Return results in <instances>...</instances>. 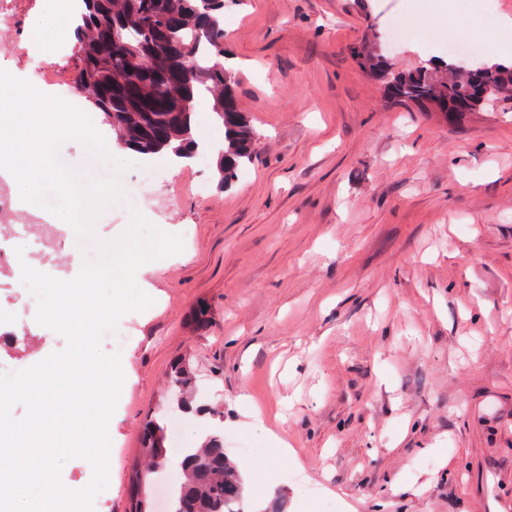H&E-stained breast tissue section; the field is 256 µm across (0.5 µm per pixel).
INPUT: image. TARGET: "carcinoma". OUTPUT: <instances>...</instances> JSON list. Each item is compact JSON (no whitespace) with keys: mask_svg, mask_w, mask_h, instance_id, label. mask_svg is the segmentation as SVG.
<instances>
[{"mask_svg":"<svg viewBox=\"0 0 512 512\" xmlns=\"http://www.w3.org/2000/svg\"><path fill=\"white\" fill-rule=\"evenodd\" d=\"M72 29L76 57L74 83L79 93L103 112L124 147L152 157L172 152L196 154L192 113L199 97L224 125L218 153L219 182L235 177L251 162L259 134L240 109L237 79L224 66V0H80ZM361 68L387 79L400 102L432 107L443 115L459 103L486 112L498 92L512 85V64H487L476 77L459 75L449 64L432 61L399 71L367 44L354 49ZM194 367L179 360L169 382L189 390ZM164 427L152 418L145 428V468L135 472V512H153L154 482L148 467L168 457ZM181 461L184 481L170 495L169 512H240L244 480L213 435Z\"/></svg>","mask_w":512,"mask_h":512,"instance_id":"obj_1","label":"carcinoma"}]
</instances>
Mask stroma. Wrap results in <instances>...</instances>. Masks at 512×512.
<instances>
[{"label": "stroma", "mask_w": 512, "mask_h": 512, "mask_svg": "<svg viewBox=\"0 0 512 512\" xmlns=\"http://www.w3.org/2000/svg\"><path fill=\"white\" fill-rule=\"evenodd\" d=\"M512 0H226L224 48L260 135L231 186L216 157L162 174L144 216L183 237L141 267L154 303L126 314L124 381L108 423L109 481L93 512H132L144 425L164 419L176 449L224 432L245 479L242 508L287 512H512V104L460 124L390 98L352 55L370 40L392 67L448 60L453 35L487 40ZM56 63L69 22L37 0L25 34ZM110 154L118 144L85 98ZM53 224L22 209L0 223V365H35L66 339L36 323L19 260L62 280L74 258ZM23 256H16V247ZM207 304L205 326L193 323ZM197 367L179 410L166 372ZM296 449L279 459L275 437Z\"/></svg>", "instance_id": "obj_1"}]
</instances>
